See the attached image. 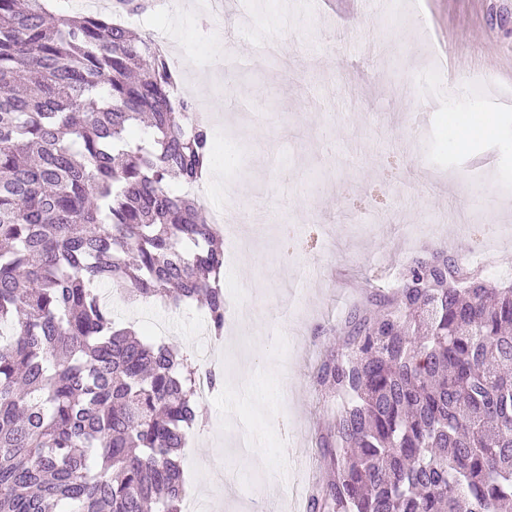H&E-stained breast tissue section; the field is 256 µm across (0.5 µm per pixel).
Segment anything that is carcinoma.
Instances as JSON below:
<instances>
[{
	"label": "carcinoma",
	"mask_w": 512,
	"mask_h": 512,
	"mask_svg": "<svg viewBox=\"0 0 512 512\" xmlns=\"http://www.w3.org/2000/svg\"><path fill=\"white\" fill-rule=\"evenodd\" d=\"M175 80L128 26L0 0V512H181L198 370L97 290L199 303L224 333V249L185 191L212 128L183 133ZM342 333L309 512L512 509V287L435 250Z\"/></svg>",
	"instance_id": "1"
}]
</instances>
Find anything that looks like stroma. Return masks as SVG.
<instances>
[{"label": "stroma", "instance_id": "1", "mask_svg": "<svg viewBox=\"0 0 512 512\" xmlns=\"http://www.w3.org/2000/svg\"><path fill=\"white\" fill-rule=\"evenodd\" d=\"M169 28L211 70L210 106H223L212 157L241 193L214 199L241 216L224 236L246 247L226 259L221 285L233 335L216 342L224 384L183 450L187 492L211 512H254L263 493L287 500L309 467L327 410L314 374L348 313L400 283L408 260L442 248L463 259L500 225L492 264L512 268V0H224L211 25L195 10L144 14ZM243 63L239 96L255 119L224 104L222 43ZM483 108L498 132L467 146L460 116ZM117 322L163 324L193 367L206 349L205 311L159 301L115 303ZM267 396L244 398L242 380Z\"/></svg>", "mask_w": 512, "mask_h": 512}]
</instances>
